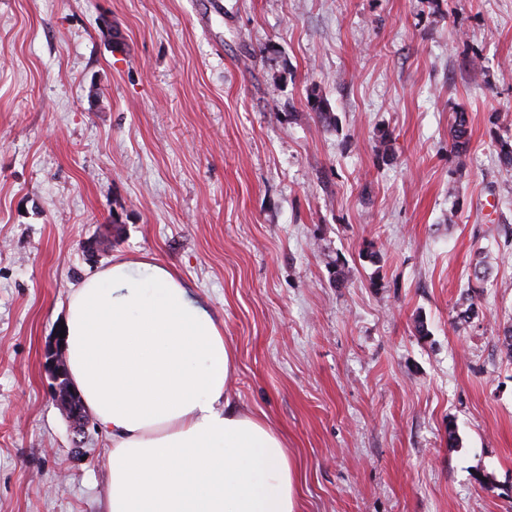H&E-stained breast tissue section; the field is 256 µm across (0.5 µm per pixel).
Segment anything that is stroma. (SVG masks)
Wrapping results in <instances>:
<instances>
[{"label":"stroma","instance_id":"stroma-1","mask_svg":"<svg viewBox=\"0 0 512 512\" xmlns=\"http://www.w3.org/2000/svg\"><path fill=\"white\" fill-rule=\"evenodd\" d=\"M210 2L0 0V512H106L45 354L119 257L223 322L298 512H512V0ZM450 147L459 155L465 154L469 146V130L464 112H455Z\"/></svg>","mask_w":512,"mask_h":512}]
</instances>
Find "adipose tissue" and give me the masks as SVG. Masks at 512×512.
<instances>
[{"label": "adipose tissue", "instance_id": "adipose-tissue-1", "mask_svg": "<svg viewBox=\"0 0 512 512\" xmlns=\"http://www.w3.org/2000/svg\"><path fill=\"white\" fill-rule=\"evenodd\" d=\"M69 376L110 436L107 512H296L295 466L232 405L224 329L171 268L114 260L73 288Z\"/></svg>", "mask_w": 512, "mask_h": 512}]
</instances>
